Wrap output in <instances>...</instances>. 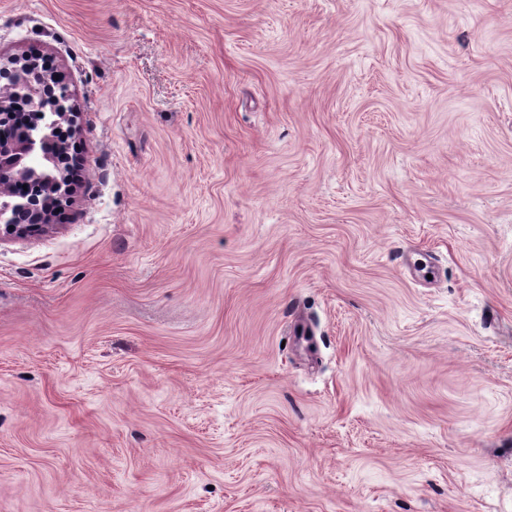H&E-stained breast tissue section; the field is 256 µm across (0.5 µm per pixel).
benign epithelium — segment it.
<instances>
[{
  "mask_svg": "<svg viewBox=\"0 0 512 512\" xmlns=\"http://www.w3.org/2000/svg\"><path fill=\"white\" fill-rule=\"evenodd\" d=\"M73 117L62 74L29 56L0 62V242L45 232L71 197Z\"/></svg>",
  "mask_w": 512,
  "mask_h": 512,
  "instance_id": "7a95c632",
  "label": "benign epithelium"
}]
</instances>
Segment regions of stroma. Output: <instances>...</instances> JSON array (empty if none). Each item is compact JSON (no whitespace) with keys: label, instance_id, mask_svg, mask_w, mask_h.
Instances as JSON below:
<instances>
[{"label":"stroma","instance_id":"1","mask_svg":"<svg viewBox=\"0 0 512 512\" xmlns=\"http://www.w3.org/2000/svg\"><path fill=\"white\" fill-rule=\"evenodd\" d=\"M79 181L0 243V512H512V0H0Z\"/></svg>","mask_w":512,"mask_h":512}]
</instances>
